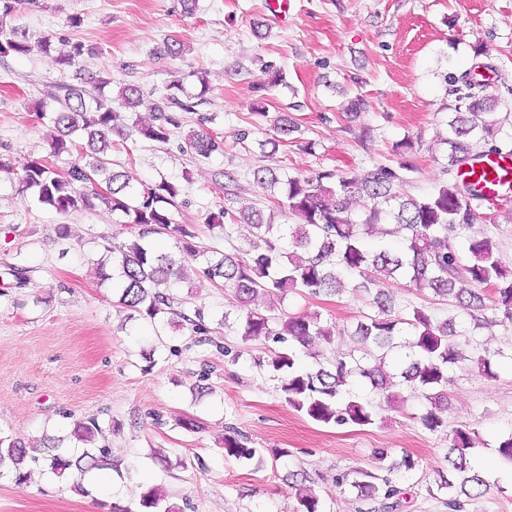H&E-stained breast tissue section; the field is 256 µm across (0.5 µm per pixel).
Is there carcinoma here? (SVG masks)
Segmentation results:
<instances>
[{
    "mask_svg": "<svg viewBox=\"0 0 512 512\" xmlns=\"http://www.w3.org/2000/svg\"><path fill=\"white\" fill-rule=\"evenodd\" d=\"M16 0H0V54L27 55L33 49L48 54L52 36L31 44L6 19ZM94 53L81 41L58 54L62 67H74ZM81 82L94 86L95 93L71 86L61 107L39 111L37 117L47 129V142L54 155L76 154L60 173L42 159H29L20 166L0 158V172L17 176V192L29 190L39 203L60 215L79 209L102 207L128 225L130 236L121 244L104 247L110 259L97 262L102 282H112L118 304L129 311L128 318L152 324L174 311L173 280L187 278L189 263L204 258L202 274L219 280L231 292L233 308L224 312L221 324L236 327L244 340L267 336L277 342L291 341L308 350L311 366L298 363L292 349L275 352L267 367L279 382L285 401L297 412L326 426L367 427L376 422L377 405L354 392V382L364 380L370 391L390 402L422 398L427 402L419 416L423 427L448 436V477L440 488L448 490V507L461 512L464 499L481 493L485 481L474 466L478 431L469 423L448 429L439 411L448 408V367L468 361L487 378L498 377L501 351L481 347L476 333L499 323H512V267L500 257L496 244L480 236L475 225L487 221L480 210L483 196L459 182L441 185L431 194L413 197L400 192L410 166L377 167L364 174L331 171L314 175H289L266 166L253 170L254 182L263 188H279L281 198L275 209L295 224H276L262 210L244 205L207 217L210 230L229 240L244 235L250 258L229 254L207 256L193 243L194 232L187 224L173 221L170 208L176 206L181 188L165 178L153 184L133 183L125 171L112 167V135L133 141L166 143L171 128L179 126L181 112L194 111V96L181 79L166 83L162 104H149L153 122L135 117L146 105L141 89L133 84L121 88L117 100L105 93L111 79L88 73ZM450 92L456 95L454 112L448 120V169H455L474 157L473 150L495 138L501 127L495 102L480 93L483 85L467 76H450ZM186 146L196 156L208 159L221 150V142L206 130L191 132ZM363 203L365 218L358 222L349 201ZM379 228L383 237L398 238L394 248L372 250L365 235ZM166 235L175 250L158 248L151 236ZM291 246L285 251L281 242ZM353 277V291L366 298L374 313L359 319L351 335L358 353H336L332 357L310 350L314 339L326 343L333 329L321 324L318 314H291L277 307L290 292L318 296L341 294L342 277ZM400 278L432 297L452 303L469 319V328L459 330L452 318L439 319L426 306H398L389 291L378 287L383 279ZM493 315H486V311ZM401 386L403 397L394 391ZM95 420L79 422L71 436L80 442L73 448L58 438L29 452L26 445L0 437V466L9 464L15 483L30 479L26 459L40 461L50 473L84 475L92 469L113 468L105 448L95 449ZM224 455L250 461L257 450L245 446L236 431L224 435ZM351 482L360 500L391 499L400 490L389 478H379L360 469ZM288 479L297 486L296 512H323L321 500L307 486H298L296 474ZM166 496L156 487L146 488L134 506H112V512H173Z\"/></svg>",
    "mask_w": 512,
    "mask_h": 512,
    "instance_id": "carcinoma-1",
    "label": "carcinoma"
}]
</instances>
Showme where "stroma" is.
Listing matches in <instances>:
<instances>
[{
    "instance_id": "35a3bbf8",
    "label": "stroma",
    "mask_w": 512,
    "mask_h": 512,
    "mask_svg": "<svg viewBox=\"0 0 512 512\" xmlns=\"http://www.w3.org/2000/svg\"><path fill=\"white\" fill-rule=\"evenodd\" d=\"M287 19L276 18L268 0H18L7 26L30 41L46 35L82 41L96 53L84 57V71L110 74L107 92L118 95L134 84L146 99L160 101L170 73L183 77L189 92H208L196 112L181 116L169 142H133L114 137L111 158L137 182L165 176L182 192L172 215L193 227L195 245L239 252L237 238L214 239L209 213L227 206L219 171L233 172L242 203L271 213L269 191L252 178L266 165L291 174L321 171L364 173L378 166L411 165L403 193L421 197L455 179L448 169V115L455 97L448 76L473 70L489 76L496 99L499 137L512 139V0H289ZM78 15L80 27L69 19ZM185 45L183 58L164 56L167 39ZM283 72L282 83L265 85L263 68ZM54 55L32 52L0 56V152L16 162L34 157L65 169L69 155L52 156L35 115L37 103L54 105L75 84ZM264 102V114L254 106ZM224 143L222 152L198 160L183 145L202 116ZM288 116L298 127L277 151L263 149L275 124ZM410 141L399 153L395 145ZM483 235L494 240L512 266V199L486 203ZM68 238H59L58 224ZM125 225L104 209L68 216L19 196L14 179L0 173V434L38 446L75 424L96 421V447L110 449L118 472L108 473L121 504L138 502L146 487L163 488L175 512H295V491L286 480L303 472L325 512H450L447 490L448 439L420 423L422 405L399 410L378 400L375 424L319 425L291 408L277 381L259 360L273 340H242L218 320L231 307L223 286L195 272L173 287L178 315L161 325L128 320L109 284L96 276L93 259L105 242L121 243ZM383 288L399 303L428 306L438 318L467 320L444 301L389 279ZM290 313H316L332 326L325 356L353 350L345 333L369 312L353 291L342 296L288 294ZM203 309L207 330L194 333L180 313ZM205 384L206 394L192 388ZM450 403L442 416L449 427L475 424L482 440L478 458L487 490L468 500L462 512H512L511 466L495 451L512 434V368L489 379L467 364L448 370ZM192 421L185 429L183 421ZM236 427L248 445L263 451L249 464L225 458L220 444ZM391 458L410 454L414 470L390 475L400 494L397 505L364 503L338 478L375 469L376 449ZM165 455L163 470L153 459ZM28 483L0 476V512H104L94 492L74 488V477L58 478L32 465Z\"/></svg>"
}]
</instances>
